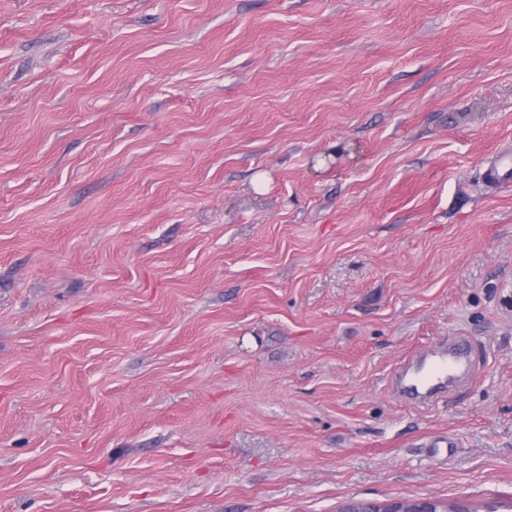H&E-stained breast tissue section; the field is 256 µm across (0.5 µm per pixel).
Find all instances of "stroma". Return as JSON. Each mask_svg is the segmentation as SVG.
<instances>
[{"label": "stroma", "instance_id": "1", "mask_svg": "<svg viewBox=\"0 0 512 512\" xmlns=\"http://www.w3.org/2000/svg\"><path fill=\"white\" fill-rule=\"evenodd\" d=\"M511 146L512 0H0V512H512ZM486 181L492 186H500L512 182V151L503 150L486 169ZM468 349L466 336L449 337L448 344L440 347L434 355L429 376L418 378L421 385L428 384L427 391L420 392L419 385L411 381L410 371L413 365L407 369L406 373L399 376L397 390L406 397L428 399L437 391L447 388L448 382L468 377L472 372ZM340 512H468L433 499H392L386 502H351Z\"/></svg>", "mask_w": 512, "mask_h": 512}]
</instances>
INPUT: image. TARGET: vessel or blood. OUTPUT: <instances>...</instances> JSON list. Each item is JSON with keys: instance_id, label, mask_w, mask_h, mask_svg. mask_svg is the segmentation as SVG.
Instances as JSON below:
<instances>
[{"instance_id": "b4317fda", "label": "vessel or blood", "mask_w": 512, "mask_h": 512, "mask_svg": "<svg viewBox=\"0 0 512 512\" xmlns=\"http://www.w3.org/2000/svg\"><path fill=\"white\" fill-rule=\"evenodd\" d=\"M486 181L493 186L512 182V151L503 150L486 169ZM472 371L468 355V340L463 336L449 337L447 345L440 347L431 361L429 385L420 390L409 374H402L397 380L398 391L406 397L420 398L421 394H435L447 388L450 382L466 378Z\"/></svg>"}]
</instances>
